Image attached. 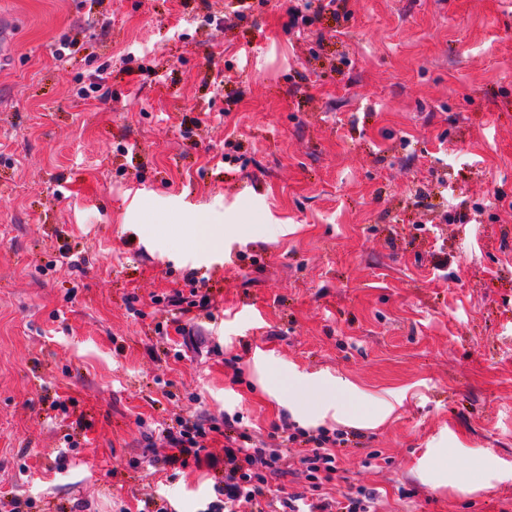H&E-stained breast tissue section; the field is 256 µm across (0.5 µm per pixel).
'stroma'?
Masks as SVG:
<instances>
[{
    "mask_svg": "<svg viewBox=\"0 0 512 512\" xmlns=\"http://www.w3.org/2000/svg\"><path fill=\"white\" fill-rule=\"evenodd\" d=\"M229 2L0 0V503L202 512L209 476L147 464L162 428L275 448L355 396L390 413L336 493L512 512V0H346L298 34L289 0ZM193 269L186 339L151 297Z\"/></svg>",
    "mask_w": 512,
    "mask_h": 512,
    "instance_id": "1",
    "label": "stroma"
}]
</instances>
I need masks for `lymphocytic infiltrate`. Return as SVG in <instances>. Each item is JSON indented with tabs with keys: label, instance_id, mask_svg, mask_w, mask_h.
Masks as SVG:
<instances>
[{
	"label": "lymphocytic infiltrate",
	"instance_id": "obj_1",
	"mask_svg": "<svg viewBox=\"0 0 512 512\" xmlns=\"http://www.w3.org/2000/svg\"><path fill=\"white\" fill-rule=\"evenodd\" d=\"M189 292L179 290L153 296L154 305L176 308L179 315L191 317L194 310L207 309L211 303L203 292L205 278L189 272ZM236 417L225 418L223 424L202 421H178L163 428L162 433L170 449L168 455L151 459V466L195 465L212 471L214 484L212 499L204 512H239L244 504H266L271 512H377L376 496L359 489L337 499L326 490L339 472L338 452L344 447L343 433L321 427L315 432L297 428L282 441L281 447L268 448L254 442L247 433L235 432ZM223 438V454L209 451L207 443ZM307 474L308 486L304 492L287 494L271 488L269 478L283 473L289 455Z\"/></svg>",
	"mask_w": 512,
	"mask_h": 512
}]
</instances>
